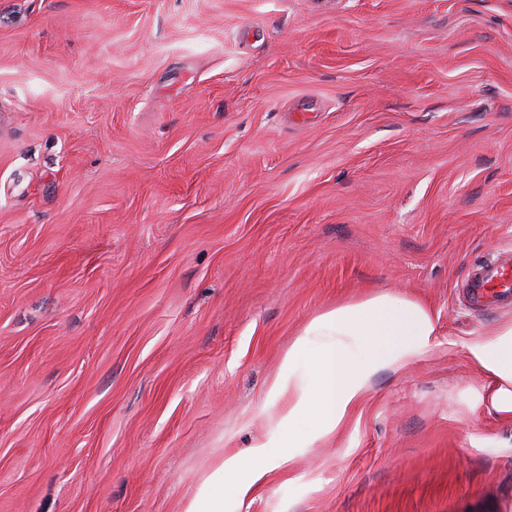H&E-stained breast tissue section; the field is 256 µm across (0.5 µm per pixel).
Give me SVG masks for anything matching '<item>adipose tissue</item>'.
<instances>
[{
	"label": "adipose tissue",
	"mask_w": 512,
	"mask_h": 512,
	"mask_svg": "<svg viewBox=\"0 0 512 512\" xmlns=\"http://www.w3.org/2000/svg\"><path fill=\"white\" fill-rule=\"evenodd\" d=\"M435 323L417 301L388 294L350 302L313 319L269 387L276 433L254 453L263 470L278 448H308L336 433L381 369L409 366L432 351ZM472 362L497 386L490 402L512 414V323L470 341Z\"/></svg>",
	"instance_id": "obj_1"
}]
</instances>
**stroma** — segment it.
<instances>
[{"label":"stroma","mask_w":512,"mask_h":512,"mask_svg":"<svg viewBox=\"0 0 512 512\" xmlns=\"http://www.w3.org/2000/svg\"><path fill=\"white\" fill-rule=\"evenodd\" d=\"M497 256L512 0H0V512H512ZM379 293L432 352L225 491L295 339ZM479 302L512 304V270L511 267L501 266L495 269L494 275L478 281L473 288ZM467 351L472 362L485 375L493 378L497 387L490 402L500 413L512 414V323L501 327L492 336L470 341Z\"/></svg>","instance_id":"1"}]
</instances>
